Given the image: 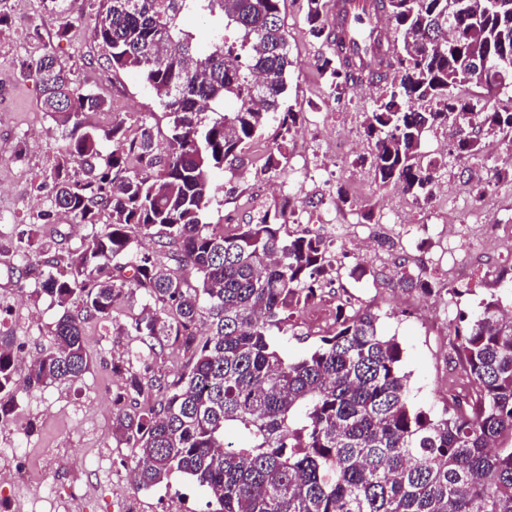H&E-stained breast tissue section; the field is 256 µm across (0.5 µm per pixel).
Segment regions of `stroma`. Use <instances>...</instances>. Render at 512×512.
<instances>
[{
  "instance_id": "stroma-1",
  "label": "stroma",
  "mask_w": 512,
  "mask_h": 512,
  "mask_svg": "<svg viewBox=\"0 0 512 512\" xmlns=\"http://www.w3.org/2000/svg\"><path fill=\"white\" fill-rule=\"evenodd\" d=\"M281 9L288 43L298 61L288 78L286 102L303 117L295 135L308 145V163L317 171L316 180L301 189L289 188L284 195L268 193L259 198L253 192L255 175L239 180L221 175L219 190L204 217L206 223L230 232L236 225L283 207L288 213H301V223L286 226L288 233L298 234L304 224L314 223L325 201L341 188L348 200L336 205L340 223L361 222L364 233L380 242L389 241L392 254H407L413 262L436 252L440 239L416 232L397 236L389 229L390 221L431 224L447 215L456 216L458 194H465L469 201L473 222L490 227L512 224V177L498 178L493 168L496 152H483L478 160L456 161L459 136L449 128L435 130L433 138L421 145L423 155L442 162L439 173L448 183L447 198L436 204L420 203L392 188L377 187L367 163L371 145L364 133V116L379 93L378 84L350 82L341 86L339 95H332L326 76L316 65L318 58L328 54L329 46L309 34L306 0H283ZM8 12L10 22L0 29V330L25 342L36 356L50 346L61 310L48 297L35 293V274L18 250V236L48 194L40 183L58 162L61 131L42 111L40 83L35 73L21 70L20 59L52 51L72 67L78 83L105 98L103 111L84 114L85 128L102 131L116 116L133 127L149 114L163 147L169 122L137 73L113 74L100 59L91 32L90 0H67L65 11L59 14L48 13L44 0H8ZM66 24L71 25V33L59 37V27ZM340 136L350 139L353 149L338 161L335 140ZM89 232V227L70 215L57 212L49 223L38 225L35 246L41 256L59 259L79 247ZM358 264L353 256L342 261L339 278L345 293L354 297L356 305L376 312L382 332L400 343L402 370L414 407L439 417L443 405L435 398V388L446 371L456 370L457 365L445 363L449 350L445 337L420 317V304L427 300V293L396 287L392 268L370 265L365 275H355ZM492 295L512 309V272L495 281L481 272L470 273L468 284L460 293L446 295L445 302L454 314L473 316L482 300ZM84 337L93 356L90 371L72 384L21 391L16 414L28 431L0 432V448L25 449L33 466L43 471L48 470L52 454L64 450L80 458L94 448L111 449V478L98 480L88 466L73 473L75 479L91 484L93 512H116L119 500L128 512H209L207 493L188 478L176 475L169 480L167 487L174 494L170 500L162 496L167 487L139 489L127 481L130 451L117 446L112 437L113 397L123 391L124 380L112 367L125 364L136 343L114 333L111 323L96 320L85 324Z\"/></svg>"
}]
</instances>
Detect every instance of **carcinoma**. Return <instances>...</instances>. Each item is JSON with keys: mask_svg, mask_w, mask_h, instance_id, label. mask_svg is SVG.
Here are the masks:
<instances>
[{"mask_svg": "<svg viewBox=\"0 0 512 512\" xmlns=\"http://www.w3.org/2000/svg\"><path fill=\"white\" fill-rule=\"evenodd\" d=\"M283 0H93V39L114 72L139 74L170 118L158 153L150 117L132 130L120 118L98 134L85 112L105 100L81 86L54 53L24 59L42 87V109L62 128L50 209L96 226L62 261L40 264L38 291L62 309L53 345L18 376L12 337L0 332V419L22 388L70 383L88 371L84 324L110 320L139 295L142 311L117 326L138 342L115 397L112 437L133 449L135 486L153 488L176 474L191 477L214 500L213 512H512V318L495 296L455 326L458 355L473 406L454 398L432 418L410 402L402 348L379 328L371 309L336 307V327L307 357L285 359L272 329L290 331L301 305L317 296L332 268L321 242L284 232L286 209L224 233L202 222L213 176L247 173L245 150L277 123L260 168L283 172L282 139L300 120L284 107L296 66L281 19ZM396 51L378 42L319 68L330 86L355 83L353 62L376 57L367 78L385 82L366 113L373 144L370 172L380 187L399 185L426 198L437 162L420 152L425 134L452 120L474 135L459 150L473 155L492 137L512 146V108L478 112L451 93L474 85L496 95L512 76V0H379ZM306 24L327 28L322 0H307ZM214 20L202 40L184 24ZM233 37H228V32ZM468 48L461 61L453 45ZM417 101L430 108L419 111ZM220 116L211 119L209 113ZM111 149L102 151V141ZM158 239L174 268L159 266L129 235ZM193 271L191 283L185 271ZM397 284L432 292L422 274L402 266ZM77 311H70V307ZM210 318L201 335L198 318ZM186 358L173 379L150 380L161 396L141 407L147 384L133 364L151 368L165 349Z\"/></svg>", "mask_w": 512, "mask_h": 512, "instance_id": "obj_1", "label": "carcinoma"}]
</instances>
